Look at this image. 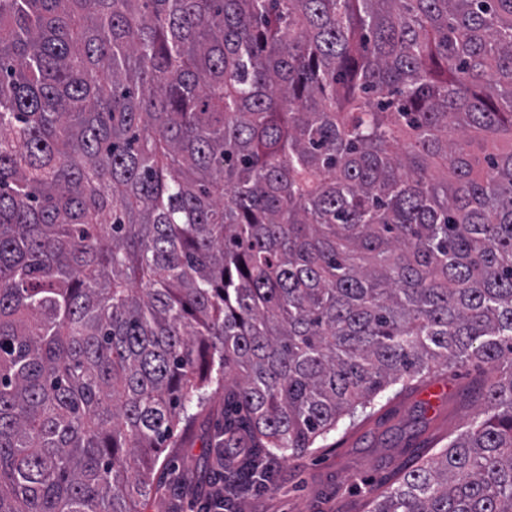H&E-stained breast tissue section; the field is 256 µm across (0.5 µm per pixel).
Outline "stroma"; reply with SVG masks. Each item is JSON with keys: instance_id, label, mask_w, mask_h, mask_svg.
Returning a JSON list of instances; mask_svg holds the SVG:
<instances>
[{"instance_id": "obj_1", "label": "stroma", "mask_w": 512, "mask_h": 512, "mask_svg": "<svg viewBox=\"0 0 512 512\" xmlns=\"http://www.w3.org/2000/svg\"><path fill=\"white\" fill-rule=\"evenodd\" d=\"M483 369L470 365L438 372L410 388H389L375 400L368 418L341 426L317 448L295 458H274V480L267 489L240 494V512H367L370 491L385 490L418 457L437 453L480 410L476 393ZM443 391L434 407H426L433 383ZM224 440V392L216 390L199 409L190 434H177L155 468L157 491L140 505L141 512H198L189 492L208 486L220 466H236L237 458L216 461Z\"/></svg>"}]
</instances>
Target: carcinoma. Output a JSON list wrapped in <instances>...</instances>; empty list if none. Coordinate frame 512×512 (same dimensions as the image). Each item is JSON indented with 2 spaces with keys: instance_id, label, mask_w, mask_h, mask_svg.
<instances>
[{
  "instance_id": "cac0c4a2",
  "label": "carcinoma",
  "mask_w": 512,
  "mask_h": 512,
  "mask_svg": "<svg viewBox=\"0 0 512 512\" xmlns=\"http://www.w3.org/2000/svg\"><path fill=\"white\" fill-rule=\"evenodd\" d=\"M467 362L368 512H512V0H0V512H139L215 384L261 483Z\"/></svg>"
}]
</instances>
